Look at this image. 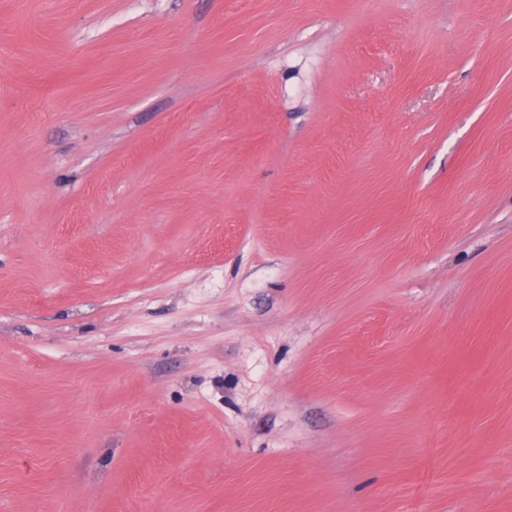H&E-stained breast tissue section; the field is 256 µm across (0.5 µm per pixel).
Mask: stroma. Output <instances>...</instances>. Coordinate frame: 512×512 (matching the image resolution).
Listing matches in <instances>:
<instances>
[{
	"instance_id": "obj_1",
	"label": "stroma",
	"mask_w": 512,
	"mask_h": 512,
	"mask_svg": "<svg viewBox=\"0 0 512 512\" xmlns=\"http://www.w3.org/2000/svg\"><path fill=\"white\" fill-rule=\"evenodd\" d=\"M0 512H512V0H0Z\"/></svg>"
}]
</instances>
